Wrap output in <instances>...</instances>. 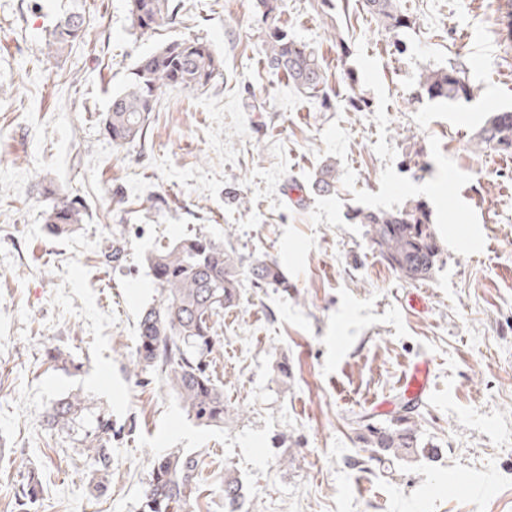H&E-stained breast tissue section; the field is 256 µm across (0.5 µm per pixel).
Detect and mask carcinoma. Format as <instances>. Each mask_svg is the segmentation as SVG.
<instances>
[{
    "label": "carcinoma",
    "mask_w": 512,
    "mask_h": 512,
    "mask_svg": "<svg viewBox=\"0 0 512 512\" xmlns=\"http://www.w3.org/2000/svg\"><path fill=\"white\" fill-rule=\"evenodd\" d=\"M362 8L388 33H399L414 25L399 0H361ZM133 28L141 36L152 37L164 26L176 22L177 0H127ZM263 22L261 52L269 70L287 78L294 89L330 106L323 57L295 40L281 23V0H254ZM87 29L84 15L77 11L60 18L45 43V55L60 54L83 38ZM224 70V60L200 37L166 42L143 54L134 65L127 85L112 95L102 117L104 133L117 148L137 145L145 139L151 114L166 90L196 91L209 85ZM420 94L430 100H468L473 84L466 72L454 65L429 70L419 82ZM482 149L512 151V111L493 112L477 134ZM336 171L323 165L311 185L313 192L329 195L335 189ZM82 205L77 199H60L45 212V223L58 234L73 233L82 223ZM354 224L369 227L371 241L387 263L411 280L424 279L440 255L431 211L417 200L397 210L358 208L349 216ZM153 283L159 293L156 303L142 310L138 343L133 359L140 371L160 374L177 395L184 411L197 424L224 425V386L213 376L211 366L217 333L224 309L233 306L241 287L243 259L224 244L206 235L179 238L146 257ZM247 274L259 288L284 284L281 266L274 261L255 260ZM81 400L76 395L58 399L47 423L60 430L71 429ZM410 417H398L395 428H378L366 419L356 424L369 435L364 443L386 455L379 462L398 456V451L419 447L417 430ZM83 448L89 465L90 482L97 490L107 486L112 468V422L98 418L85 431ZM202 461L193 454L170 451L150 460L149 478L138 501L137 512H188L187 490ZM42 489L39 473H22L14 497L20 509L36 501ZM244 498L240 481L228 472L224 476L225 512H240Z\"/></svg>",
    "instance_id": "obj_1"
}]
</instances>
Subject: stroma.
<instances>
[{"label":"stroma","instance_id":"stroma-1","mask_svg":"<svg viewBox=\"0 0 512 512\" xmlns=\"http://www.w3.org/2000/svg\"><path fill=\"white\" fill-rule=\"evenodd\" d=\"M33 1L0 0V512H18L29 466L43 483L29 512H136L149 459L176 450L205 460L194 512H224L229 471L242 512H512V153L476 147L492 111L512 110L503 0H400L416 20L401 54L360 0H283L289 33L325 60L328 93L354 70L363 112L323 108L265 67L253 0H182L150 39L127 0ZM73 10L86 37L43 56ZM187 36L210 42L222 75L163 93L144 147H114L100 123L112 95L141 55ZM451 64L467 70L470 100L418 96L422 73ZM327 163L334 192L310 193ZM66 197L83 222L56 236L43 213ZM412 199L442 246L418 281L347 218ZM199 232L288 278L284 290L244 282L224 312L220 428L131 367L138 315L158 297L146 255ZM423 358L429 396L407 411L399 381ZM70 393L112 420L105 492L79 431L46 423ZM405 412L427 451L372 460L356 418L387 427Z\"/></svg>","mask_w":512,"mask_h":512}]
</instances>
